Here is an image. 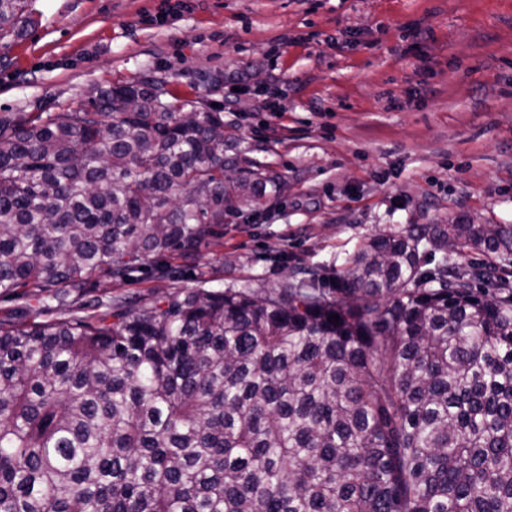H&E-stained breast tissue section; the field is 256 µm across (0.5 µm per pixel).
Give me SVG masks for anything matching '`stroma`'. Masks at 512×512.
Segmentation results:
<instances>
[{"instance_id": "stroma-1", "label": "stroma", "mask_w": 512, "mask_h": 512, "mask_svg": "<svg viewBox=\"0 0 512 512\" xmlns=\"http://www.w3.org/2000/svg\"><path fill=\"white\" fill-rule=\"evenodd\" d=\"M0 41V113L164 79L218 104L242 172L282 178L226 216L196 274L113 283L148 302L342 269L409 224H512V0H27Z\"/></svg>"}]
</instances>
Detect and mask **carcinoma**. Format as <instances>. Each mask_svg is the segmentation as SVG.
I'll use <instances>...</instances> for the list:
<instances>
[{"label":"carcinoma","mask_w":512,"mask_h":512,"mask_svg":"<svg viewBox=\"0 0 512 512\" xmlns=\"http://www.w3.org/2000/svg\"><path fill=\"white\" fill-rule=\"evenodd\" d=\"M20 24L0 0V41ZM187 105L152 80L0 113V296L24 300L0 317V512H512V292L475 287L503 282L511 224H409L258 290L107 294L192 273L281 189L231 176L224 113Z\"/></svg>","instance_id":"carcinoma-1"}]
</instances>
